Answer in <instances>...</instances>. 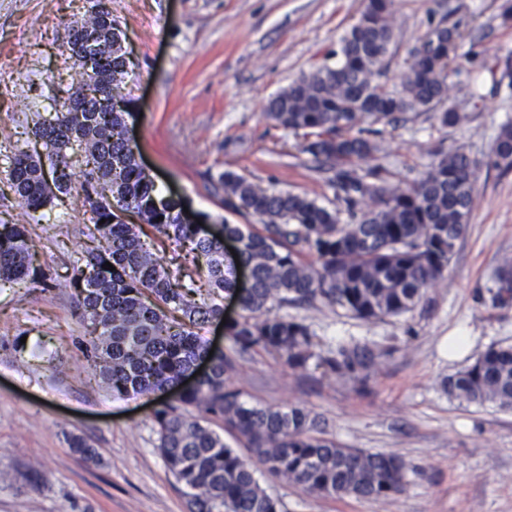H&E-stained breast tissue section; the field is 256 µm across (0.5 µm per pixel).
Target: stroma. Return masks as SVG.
I'll return each instance as SVG.
<instances>
[{"mask_svg":"<svg viewBox=\"0 0 512 512\" xmlns=\"http://www.w3.org/2000/svg\"><path fill=\"white\" fill-rule=\"evenodd\" d=\"M394 38L384 79L400 88L410 52L430 24L459 23L458 59L448 73L451 103L470 120L441 126L436 112L411 110L384 126L376 159L405 185L459 149L479 164L476 205L444 280L414 311L365 322L324 304L281 315L305 320L317 348L352 340L388 351L367 385L309 366L295 372L256 353L233 383L247 401L300 405L349 448L391 453L407 467L403 493L385 500L320 497L261 475L285 512H512V410L448 397L442 383L490 345H512V306L480 298L512 257V170L489 164L501 125L512 121V23L497 0H393ZM364 0H110L125 33L128 73L119 96L137 159L160 195L181 197L211 224L246 223L224 206L231 170L269 190L319 203L326 175L301 137L265 116L267 100L301 75L337 62L341 37ZM87 0H0V219L27 225L46 274L42 283L0 287V512H189L188 498L157 449L152 394L117 396L96 374L88 322L68 284L73 262L93 248L91 215L76 194L29 219L6 186L10 144L33 142L39 116L78 70L68 30ZM484 99L474 102L473 87ZM163 260L198 298L209 292L204 259L168 245ZM85 438L100 461L69 446Z\"/></svg>","mask_w":512,"mask_h":512,"instance_id":"obj_1","label":"stroma"}]
</instances>
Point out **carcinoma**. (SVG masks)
I'll list each match as a JSON object with an SVG mask.
<instances>
[{"label":"carcinoma","instance_id":"1","mask_svg":"<svg viewBox=\"0 0 512 512\" xmlns=\"http://www.w3.org/2000/svg\"><path fill=\"white\" fill-rule=\"evenodd\" d=\"M392 7L393 0H365L340 40L336 66L297 78L265 108L275 126L302 136V151L326 166L330 206L303 194L262 189L226 171L224 205L262 224L224 223L208 233L188 221L182 199L155 193L126 136L125 111L108 112L94 98L90 112L64 108L51 121L35 123L34 136L45 153H13L7 181L25 209L35 212L76 188L94 214L99 246L73 264L70 280L83 318L97 332L94 366L115 393L171 394L172 401L154 410L158 449L177 483L190 491V512H283L281 502L261 487L263 472L327 497L377 500L405 489L401 458L325 437L318 416L306 407L251 405L230 381L239 358L264 351L294 371L314 360L340 378L366 382L380 358L369 344L351 341L318 351L305 320L274 310L322 301L364 321L402 316L444 278L465 233L477 180L476 162L466 153L439 151L410 187L390 182L380 165L360 166L381 151L363 136L365 124L390 125L414 109L440 110L445 126L469 119L447 105L448 70L461 37L455 24L440 21L429 28L424 54H411L402 91L375 82L392 44ZM115 25L108 9L71 26L72 32L96 35L101 49L94 74L81 73L69 97H86L96 76L115 87L124 79L125 58L112 42ZM72 140L95 175L92 185L66 161L63 147ZM492 164L512 169V124L501 128ZM129 210L140 223L122 219L120 213ZM144 224L161 239L191 242L207 258L214 296L240 295L243 314L225 326L231 352L211 350L200 334L224 316L222 304L199 303L182 288L159 249L142 240ZM226 239L235 243L248 272L243 287L225 268ZM107 262L115 270L102 268ZM36 272L27 226L1 221L0 284L26 281ZM486 293L493 307L512 304L511 259L496 269ZM170 310L183 319L169 317ZM201 363L209 364V372L181 387ZM443 389L450 397L512 409V346H490L446 378ZM214 420L237 435L254 461L224 443L210 427Z\"/></svg>","mask_w":512,"mask_h":512}]
</instances>
